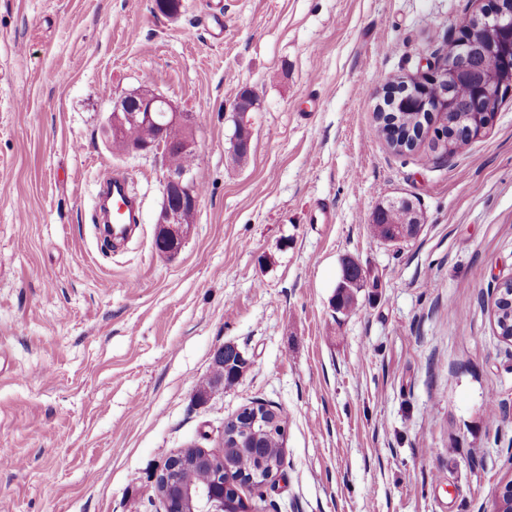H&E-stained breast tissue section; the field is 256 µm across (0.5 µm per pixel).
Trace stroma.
<instances>
[{
    "instance_id": "35a3bbf8",
    "label": "stroma",
    "mask_w": 512,
    "mask_h": 512,
    "mask_svg": "<svg viewBox=\"0 0 512 512\" xmlns=\"http://www.w3.org/2000/svg\"><path fill=\"white\" fill-rule=\"evenodd\" d=\"M220 2L168 18L154 0H0V512H163L150 474L194 443L220 453L254 402L288 435L277 489L240 487L249 512H491L512 480V346L492 318L512 278V96L449 158L375 130L387 78L426 71L477 0ZM146 85L196 130L201 195L171 255L161 156L101 135ZM110 165L143 202L112 247L92 224ZM400 197L418 234L372 238ZM349 259L366 285L339 312ZM227 343L248 367L199 400Z\"/></svg>"
}]
</instances>
